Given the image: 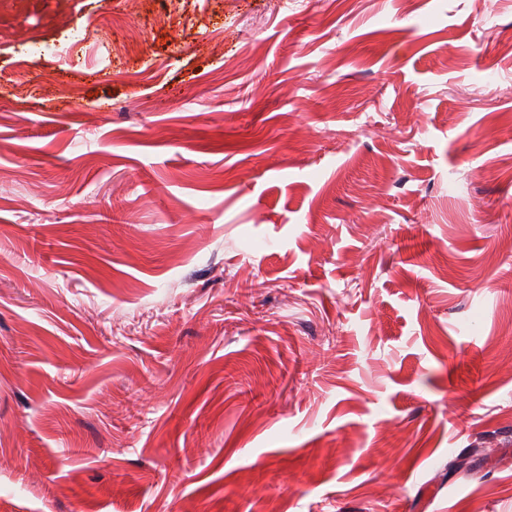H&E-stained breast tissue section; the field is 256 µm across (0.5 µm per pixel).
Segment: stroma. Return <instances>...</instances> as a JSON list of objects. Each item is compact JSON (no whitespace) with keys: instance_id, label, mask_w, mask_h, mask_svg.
<instances>
[{"instance_id":"obj_1","label":"stroma","mask_w":512,"mask_h":512,"mask_svg":"<svg viewBox=\"0 0 512 512\" xmlns=\"http://www.w3.org/2000/svg\"><path fill=\"white\" fill-rule=\"evenodd\" d=\"M508 40L0 0V512H512Z\"/></svg>"}]
</instances>
